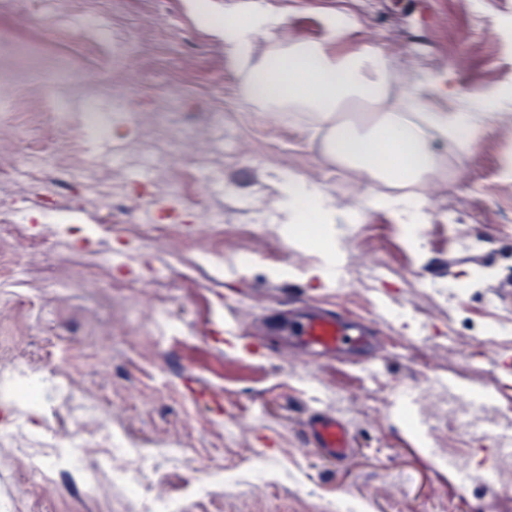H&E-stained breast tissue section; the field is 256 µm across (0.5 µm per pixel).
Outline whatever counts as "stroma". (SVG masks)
I'll return each mask as SVG.
<instances>
[{
    "instance_id": "1",
    "label": "stroma",
    "mask_w": 512,
    "mask_h": 512,
    "mask_svg": "<svg viewBox=\"0 0 512 512\" xmlns=\"http://www.w3.org/2000/svg\"><path fill=\"white\" fill-rule=\"evenodd\" d=\"M287 18L282 38L323 41L324 18L346 10L356 28L338 51L370 42L392 59L398 87L448 74L456 108L472 92L512 89V0H265ZM225 0H0V370L15 362L37 378L68 379L112 422L118 451L136 456L171 512H330L347 494L366 512H512V460L463 428L437 381L497 392L512 385V103L474 147L439 139L449 177L423 184L426 248L414 254L385 212H364L336 238L344 273L314 276L319 240L282 230L278 172L319 183L347 208L366 183L329 161L306 116L254 111L211 21ZM120 100L132 123L111 122L112 153L88 158L72 128L47 123L54 101ZM167 168L135 187L147 147ZM33 157L30 165L21 156ZM93 163L94 193L59 168ZM222 178L205 190L201 168ZM178 193L157 209L163 235L142 233L124 197ZM219 224L187 240L198 208ZM221 255L223 271L202 262ZM141 255L116 265L113 255ZM77 286L58 293L55 280ZM340 305L381 338L375 379L333 358L315 362L265 340L272 308ZM180 329L155 342L152 317ZM507 335L481 340L484 323ZM419 394L418 440L388 403ZM353 435L342 460L306 441L311 407ZM22 431L0 440V512H140L112 492L113 454L87 427L53 410L0 398V421ZM94 464L93 491L70 490L69 465Z\"/></svg>"
}]
</instances>
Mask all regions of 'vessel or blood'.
Returning <instances> with one entry per match:
<instances>
[{
    "label": "vessel or blood",
    "instance_id": "b4317fda",
    "mask_svg": "<svg viewBox=\"0 0 512 512\" xmlns=\"http://www.w3.org/2000/svg\"><path fill=\"white\" fill-rule=\"evenodd\" d=\"M276 327L289 346L313 358L346 354L366 363L375 343L365 323L350 321L327 308H313L302 315L282 319ZM305 434L327 457L340 458L350 451L348 428L320 409L310 412Z\"/></svg>",
    "mask_w": 512,
    "mask_h": 512
}]
</instances>
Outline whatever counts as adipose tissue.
Listing matches in <instances>:
<instances>
[{
  "label": "adipose tissue",
  "mask_w": 512,
  "mask_h": 512,
  "mask_svg": "<svg viewBox=\"0 0 512 512\" xmlns=\"http://www.w3.org/2000/svg\"><path fill=\"white\" fill-rule=\"evenodd\" d=\"M283 25V17L261 0L225 9L224 23L214 33L239 72L243 101L259 112L311 117L326 131L325 156L353 167L371 183L396 185L393 193L368 188L367 207L389 212L402 224L426 223L424 201L413 188L438 172L434 136L462 133L467 143H474L482 128L477 110L495 108L506 101V94H473L471 112L431 108L419 94L394 95L391 60L381 48L364 44L343 54L331 51V43L343 41L354 28L351 16H331L324 42L277 39ZM262 36L271 43L261 51L257 42ZM279 190L285 224L311 218L332 235L337 225L354 217L336 206L322 187L293 173L280 175Z\"/></svg>",
  "instance_id": "1"
}]
</instances>
